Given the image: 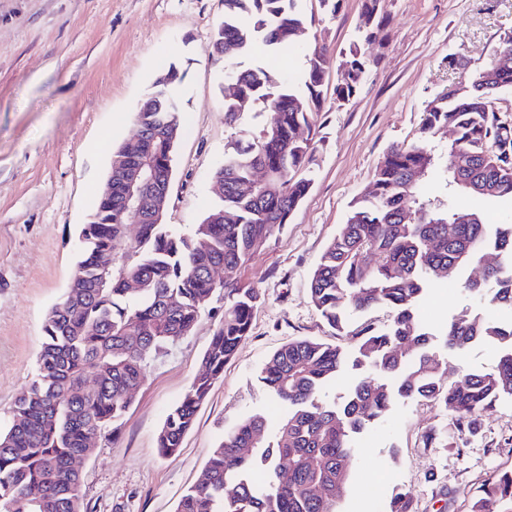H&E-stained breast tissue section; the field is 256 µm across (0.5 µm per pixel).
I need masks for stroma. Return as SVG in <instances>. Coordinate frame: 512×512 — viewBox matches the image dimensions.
<instances>
[{
  "label": "stroma",
  "instance_id": "35a3bbf8",
  "mask_svg": "<svg viewBox=\"0 0 512 512\" xmlns=\"http://www.w3.org/2000/svg\"><path fill=\"white\" fill-rule=\"evenodd\" d=\"M362 0H343L336 17L316 14L304 41L341 58L356 38ZM386 14L353 98L326 99L309 136L312 186L287 224L230 277L262 295L251 332L198 410L178 452L161 455L157 437L183 397L228 303L208 301L190 334L150 362L123 416L98 438L82 467L87 512H176L200 483L213 448L243 417L272 410L259 380L269 356L298 338L352 346L390 322L387 308L351 317L345 333L313 306L309 278L327 243L365 192L393 145L419 140L423 112L443 89L466 81L495 57L512 31V0H381ZM224 18L222 0H0V430L31 383L51 307L63 297L78 255L79 229L94 210L112 151L133 137L136 110L169 68L182 74L173 93L181 133L165 222L187 234L219 201L216 171L234 147L256 140L270 112L228 120L220 87L225 64L207 45ZM466 62L449 68V57ZM468 266L460 281L481 277ZM458 285L431 282L418 308L435 338L429 351L448 375L492 368L502 345L478 341L449 349L442 331L469 311L490 321L512 311L490 306ZM452 411L415 398L398 400L376 427L354 438L358 461L339 512H384L393 490L409 491L416 512H468L492 476L512 470V399L452 428ZM442 431L425 445L424 435Z\"/></svg>",
  "mask_w": 512,
  "mask_h": 512
}]
</instances>
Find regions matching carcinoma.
I'll return each instance as SVG.
<instances>
[{
    "label": "carcinoma",
    "instance_id": "cac0c4a2",
    "mask_svg": "<svg viewBox=\"0 0 512 512\" xmlns=\"http://www.w3.org/2000/svg\"><path fill=\"white\" fill-rule=\"evenodd\" d=\"M303 0H224V22L207 51L232 64L261 51L274 57L297 47L305 31ZM381 0H362L358 42L336 65L334 102L356 93L367 72L360 43L385 20ZM331 58L322 46L306 48L305 68L283 83L262 67L231 70L224 80V111L231 117L272 111L261 138L225 154L216 178L224 198L185 235L152 212L135 240L124 226L136 218L132 201L112 184L100 192L89 223L79 235L75 272L63 299L49 311L37 372L15 401L8 430L0 432V512H86L81 474L72 463L90 451L91 439L107 432L132 402L148 361L187 335L217 289L215 274L232 273L266 243L307 195L311 180L297 177L313 161L310 129L325 98L322 86ZM181 80L170 69L137 109L135 135L112 158L137 145L164 153L179 131L178 108L158 111L170 87ZM512 90V71L488 64L470 77L466 92L436 96L426 107L422 138L391 147L368 190L352 206L345 224L326 247L310 279V299L334 329L345 330L354 313L376 306L392 310L385 330H369L353 351L295 339L274 352L260 373L270 396L286 407L275 424L249 416L224 434L207 463L206 481L192 487L176 512H338L356 464L352 437L376 426L396 398L420 397L455 413L459 430L502 397L512 398V320L491 322L463 312L443 332L445 345L462 350L475 341L505 345L489 370L448 377L427 351L432 332L417 310L427 285L453 277L464 266H481L491 252L504 262L467 279L462 288L512 309V224H488L481 205L512 202V128L495 123L494 96ZM452 125L456 137L433 143ZM471 158L466 170L455 157ZM271 177L252 195L242 187L254 169ZM444 182L441 196L427 191ZM453 229H448V225ZM112 253V272L100 280L98 262ZM140 288L131 291L127 283ZM201 368L158 434L162 455L177 452L199 407L224 364L250 333L260 294L232 288ZM360 374L341 406L321 393L346 368ZM387 512H415L406 492L395 493ZM470 512H512V471L480 489Z\"/></svg>",
    "mask_w": 512,
    "mask_h": 512
}]
</instances>
